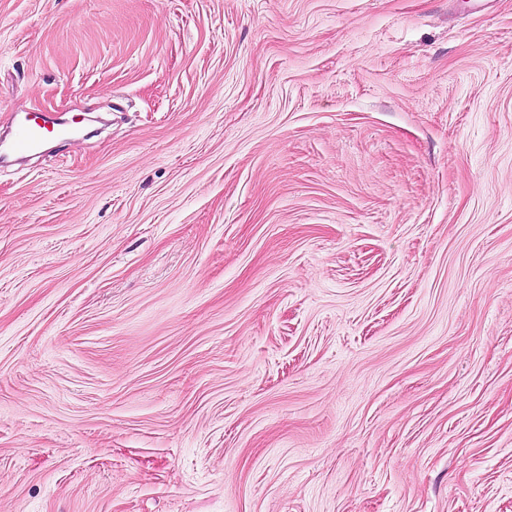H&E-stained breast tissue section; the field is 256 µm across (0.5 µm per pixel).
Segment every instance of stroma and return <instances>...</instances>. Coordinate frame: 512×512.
Segmentation results:
<instances>
[{
	"label": "stroma",
	"mask_w": 512,
	"mask_h": 512,
	"mask_svg": "<svg viewBox=\"0 0 512 512\" xmlns=\"http://www.w3.org/2000/svg\"><path fill=\"white\" fill-rule=\"evenodd\" d=\"M0 512H512V0H0ZM41 119L40 113L29 112L26 109L16 111L14 121L16 125V132L12 141L4 146L0 142V154H12L16 156H27L35 153L41 146L42 142L50 135L69 136V132L62 128H55L53 125L50 128V120L47 116L42 117L43 123L39 122Z\"/></svg>",
	"instance_id": "stroma-1"
}]
</instances>
